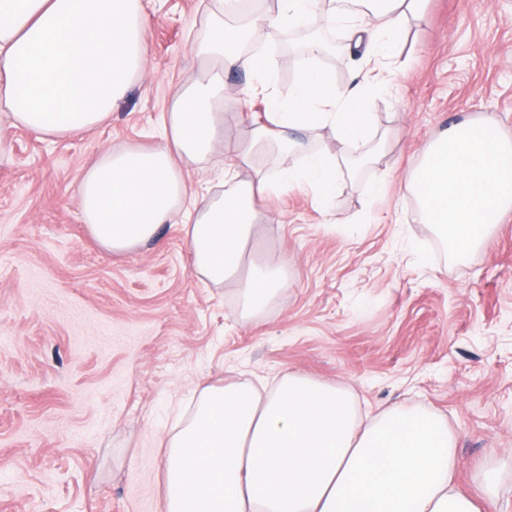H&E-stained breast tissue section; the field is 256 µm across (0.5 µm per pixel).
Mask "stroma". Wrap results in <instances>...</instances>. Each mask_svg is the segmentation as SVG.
I'll return each mask as SVG.
<instances>
[{
  "label": "stroma",
  "mask_w": 512,
  "mask_h": 512,
  "mask_svg": "<svg viewBox=\"0 0 512 512\" xmlns=\"http://www.w3.org/2000/svg\"><path fill=\"white\" fill-rule=\"evenodd\" d=\"M141 4L147 70L111 121L66 137L15 129L0 165V512H164L163 441L202 389H269L288 372L351 389L365 415L430 405L457 438L461 486L480 496L479 474L512 455V211L452 261L402 181L455 123L512 140V0H428L409 19L391 88L369 96L388 138L337 190L335 223L307 189L263 201L253 255L286 260L288 281L246 320L234 285L193 273L176 225L115 254L81 217V169L157 142L174 90L202 70L193 47L214 0ZM304 30L270 22L257 43L284 97L303 56L275 44ZM321 31L339 47L318 60L336 90L362 82L371 65L343 24ZM263 105L228 97L226 138L246 140Z\"/></svg>",
  "instance_id": "stroma-1"
}]
</instances>
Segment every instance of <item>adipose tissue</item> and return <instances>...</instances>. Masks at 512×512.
<instances>
[{
	"instance_id": "obj_1",
	"label": "adipose tissue",
	"mask_w": 512,
	"mask_h": 512,
	"mask_svg": "<svg viewBox=\"0 0 512 512\" xmlns=\"http://www.w3.org/2000/svg\"><path fill=\"white\" fill-rule=\"evenodd\" d=\"M342 14L354 45L371 38L381 62L399 55L408 18L426 0H355ZM326 0H272L271 21L317 26ZM241 0H218L211 29L193 52L214 70L181 87L163 117L160 143L109 149L78 175L80 211L104 248L122 253L179 225L192 268L208 285L235 282L242 317L259 315L287 283L286 261L252 259L265 216L260 198L311 189L320 206L344 174L374 162L366 146L377 134L368 90L340 93L317 65L320 40L307 42L295 90L280 98L264 53L229 51L244 35ZM148 19L140 0H0V164L12 156L11 131L45 137L101 126L114 104L146 71ZM245 67L267 101V121L248 140L224 138V72ZM328 126L338 150L311 151L292 130ZM274 147L300 161L268 174L256 153ZM230 162L224 194L192 198L187 168L217 152ZM457 440L447 422L423 406H391L363 419L351 390L297 373L262 392L248 383L205 387L193 415L166 442L165 512H492L497 485L483 503L455 481Z\"/></svg>"
}]
</instances>
